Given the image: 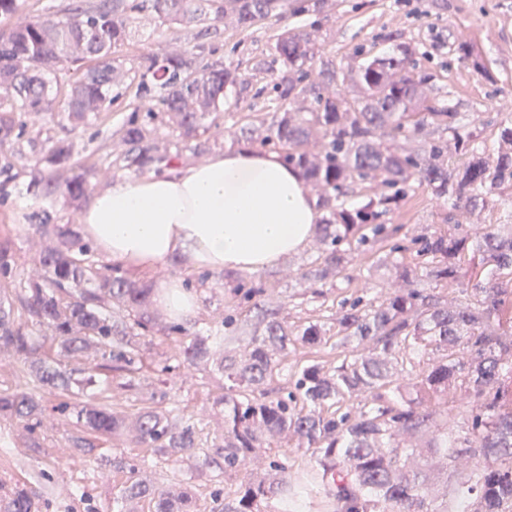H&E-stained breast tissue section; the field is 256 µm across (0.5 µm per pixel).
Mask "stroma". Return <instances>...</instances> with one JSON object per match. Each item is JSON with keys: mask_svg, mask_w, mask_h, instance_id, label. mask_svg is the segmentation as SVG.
Listing matches in <instances>:
<instances>
[{"mask_svg": "<svg viewBox=\"0 0 512 512\" xmlns=\"http://www.w3.org/2000/svg\"><path fill=\"white\" fill-rule=\"evenodd\" d=\"M224 34L206 33L199 27L172 32L151 18H144L138 37V52L172 51L182 47L199 49L202 63L235 65L267 51L282 28H315L317 54L309 67L320 70L330 63L337 72L358 64V47L374 53L391 51L394 41L415 49L418 74L427 76L424 94L433 102L449 103L453 111L473 116L472 129L486 143H494L499 127L512 119V0H295L281 19L258 21L246 33L236 34L233 20H226ZM277 72L261 74L254 80L253 94L238 97L227 90L224 109L215 113L217 138L209 153L194 154L176 131L158 116L161 146L177 154L182 165L200 164L209 155L231 151V132L236 114L268 112L276 104L273 85ZM134 110L129 97H121L107 112L89 115L81 124L66 113L52 112L32 120L15 112L17 134L0 142V253H7V278L27 281L39 270L41 253L54 245L47 227L51 224H80L82 208L72 207L63 194L44 197L42 184L48 175L42 158L56 142L74 146L72 163L77 168L100 167L101 175L90 186L99 192L112 186L116 177L105 167V158H118L123 147L110 137L113 126L127 121ZM391 243L410 245L413 238L453 232L455 225L512 224V195L503 196L485 208L453 207L437 198L431 188L416 185L411 197L389 215ZM318 238H311L300 252L283 256L276 265L259 272L240 271L239 276L260 286L252 301L231 298L228 281L214 270L208 281H200V269L180 256L158 266H125L133 280L161 286L168 278L187 282L196 305L184 325L192 333L211 336L220 330L225 314L247 322L257 306L281 307L289 322H303L319 315L321 309L353 298L363 292L356 281L358 263L350 262L344 276L322 287H309L300 274L317 257ZM214 365L190 367L168 375H151L140 393H125L130 415L145 405L163 409L178 404L192 417L203 444H211L217 428L211 404L218 390ZM43 414L34 431L16 422L0 419V489L45 488L41 512H112V495L128 478L160 485L171 493L193 489L197 512H211L215 492L233 495L248 476L239 471L223 477L224 461L211 454L209 465L195 458L172 460L144 448L113 445L71 426L62 425L57 411L59 400L53 391H33ZM135 471H128V464Z\"/></svg>", "mask_w": 512, "mask_h": 512, "instance_id": "obj_1", "label": "stroma"}]
</instances>
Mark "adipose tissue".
Wrapping results in <instances>:
<instances>
[{
  "label": "adipose tissue",
  "instance_id": "ef3b65f1",
  "mask_svg": "<svg viewBox=\"0 0 512 512\" xmlns=\"http://www.w3.org/2000/svg\"><path fill=\"white\" fill-rule=\"evenodd\" d=\"M319 218L298 172L278 155L242 150L116 183L83 213L112 259L154 266L181 254L198 268L252 272L303 249Z\"/></svg>",
  "mask_w": 512,
  "mask_h": 512
}]
</instances>
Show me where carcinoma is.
<instances>
[{
  "mask_svg": "<svg viewBox=\"0 0 512 512\" xmlns=\"http://www.w3.org/2000/svg\"><path fill=\"white\" fill-rule=\"evenodd\" d=\"M290 0H96L85 8L53 19L17 24L0 40V138L15 130L13 112L38 118L58 108L79 124L106 111L126 94L138 102L160 92L162 112L194 149L209 145L206 119L224 106L225 90L248 92L256 74L279 65L274 89L288 106L272 114L250 112L233 142H254L282 154L304 183L319 192L325 212L320 227L321 250L301 280L325 284L345 270L351 254L382 245L389 237L384 217L395 211L413 186L426 183L438 198L483 208L512 187V123L501 125L498 147L488 149L466 132L468 116L446 104H428L426 81L410 70L413 50L399 43L396 52L365 60L343 77L344 87L324 95L322 86L336 82V70L321 68L319 83L306 82L299 64L314 57L313 31L283 29L275 39L272 60L253 59L246 68L208 65L198 55L148 52L126 68L120 53L136 43V19L143 12L179 30L201 26L218 30L231 17L246 29L268 17L288 14ZM89 63L74 81L64 80L73 65ZM129 120L112 131L125 146L117 170L125 175L145 168L161 172L173 157L160 147L158 128ZM448 133L465 150L466 164L450 169L443 157L448 142H428V124ZM401 137L400 152L389 142ZM320 144L318 152L309 144ZM73 145L52 147L44 191H63L77 206L86 197L97 169L78 171L70 164ZM360 184L383 191L368 195L356 207L347 197ZM58 246L40 259L37 278L14 286L22 310L37 318L58 342L51 364L21 361L19 383L50 387L62 397L58 411L64 424L114 443L155 448L177 460L198 457L197 429L179 408L144 407L136 425L113 392L141 387L153 371L136 338L155 330L154 289L129 279L119 267L99 271L69 224H54ZM413 261L393 245L376 265L407 284L382 292L385 279L371 269L358 272L372 301L342 302L322 320L290 325L279 307H260L253 330L237 336L234 319L224 318V335L194 336L180 324L164 328L172 354L159 369L170 373L184 363L210 361L224 377V393L214 400L224 414V443L217 446L224 475H232L262 457L283 439H296L311 450L313 465L288 472L272 462L271 473L251 475L239 484L233 500L219 512H262L274 500L280 512H303L311 493L324 492L328 512H448L438 509L426 470L409 466L415 448L404 439L431 433L425 448L449 469L442 503L456 502L464 512H512V224H482L472 233L434 234L415 240ZM446 281L461 287L448 307L426 291ZM336 327L339 361L327 367L314 360L297 364L295 380L271 388L281 370L279 356L291 348H316ZM230 341L245 343L240 356L229 354ZM0 345L26 355L37 338L19 329L0 334ZM100 361L69 371L90 347ZM437 354L416 370L421 351ZM41 413L27 392L0 395V418L25 429ZM127 500L148 502V512H193L192 495L173 496L161 486L132 480L112 497L122 508ZM5 512H38V494L17 487Z\"/></svg>",
  "mask_w": 512,
  "mask_h": 512,
  "instance_id": "carcinoma-1",
  "label": "carcinoma"
}]
</instances>
